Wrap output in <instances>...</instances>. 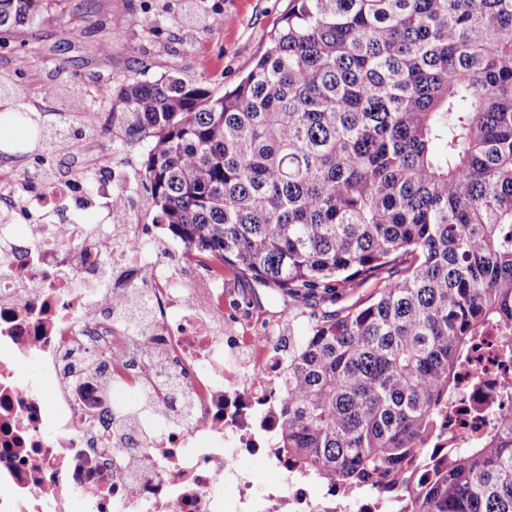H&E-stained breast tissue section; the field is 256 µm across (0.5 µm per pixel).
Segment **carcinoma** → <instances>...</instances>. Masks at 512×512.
Returning <instances> with one entry per match:
<instances>
[{"mask_svg":"<svg viewBox=\"0 0 512 512\" xmlns=\"http://www.w3.org/2000/svg\"><path fill=\"white\" fill-rule=\"evenodd\" d=\"M50 2L0 0V35ZM112 121L149 141L154 223L307 319L274 436L293 469L403 486L402 512H512L511 411L427 446L477 337L512 357V0H289L232 89L132 83Z\"/></svg>","mask_w":512,"mask_h":512,"instance_id":"carcinoma-1","label":"carcinoma"}]
</instances>
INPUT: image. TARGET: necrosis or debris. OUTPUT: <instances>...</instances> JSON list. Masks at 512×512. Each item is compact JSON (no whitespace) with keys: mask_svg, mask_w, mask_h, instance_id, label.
<instances>
[{"mask_svg":"<svg viewBox=\"0 0 512 512\" xmlns=\"http://www.w3.org/2000/svg\"><path fill=\"white\" fill-rule=\"evenodd\" d=\"M94 172L93 191L75 175H0V512H382L370 491L284 482L269 411L282 357L241 351L225 365L223 274L203 272L163 225L111 227L99 202L121 176ZM116 294L144 301L145 325L117 317ZM497 339L488 330L462 368L435 445L472 447L474 424L512 410ZM26 359L38 379L20 376ZM125 391L154 423L133 424L116 401Z\"/></svg>","mask_w":512,"mask_h":512,"instance_id":"obj_1","label":"necrosis or debris"}]
</instances>
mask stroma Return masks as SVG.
<instances>
[{"label": "stroma", "mask_w": 512, "mask_h": 512, "mask_svg": "<svg viewBox=\"0 0 512 512\" xmlns=\"http://www.w3.org/2000/svg\"><path fill=\"white\" fill-rule=\"evenodd\" d=\"M289 0H52L38 25L0 44V81L9 82L32 112L48 111L46 85L70 93L61 109L82 111L96 104L97 90L153 81L171 73L216 95L234 85L266 49ZM210 15L212 24L186 41L173 14ZM146 139L126 153L111 138L92 135L76 141L77 153L106 156L113 168L136 171ZM281 296L250 276L224 277V333L246 332L257 346L279 351L301 336Z\"/></svg>", "instance_id": "obj_1"}]
</instances>
